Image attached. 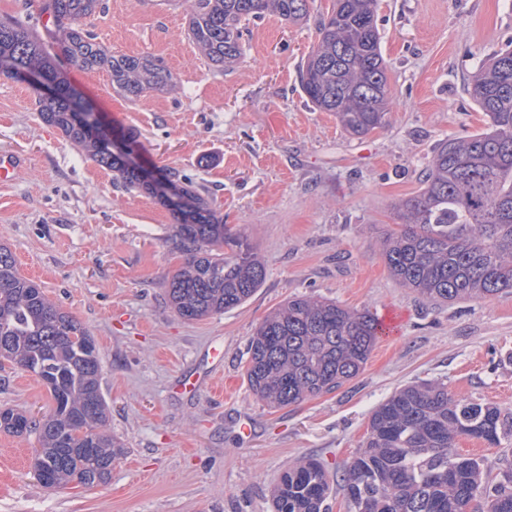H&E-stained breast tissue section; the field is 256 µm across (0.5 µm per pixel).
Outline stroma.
<instances>
[{"label":"stroma","mask_w":512,"mask_h":512,"mask_svg":"<svg viewBox=\"0 0 512 512\" xmlns=\"http://www.w3.org/2000/svg\"><path fill=\"white\" fill-rule=\"evenodd\" d=\"M331 4L313 0L298 24L273 14L250 21L239 64L224 72L192 43L187 0H102L83 21L112 52L163 60L176 89L132 101L103 71L70 66L67 80L112 130L135 133L144 164L208 198L266 267L247 302L199 321L166 297L181 263L170 211L85 157L40 119L31 86L0 74V153L26 159L0 182V244L95 338L107 429L124 446L107 483L51 490L34 476L35 436L0 432V512H274L288 466L314 457L342 470L396 389L439 381L512 413V293L433 305L399 286L381 253L398 228L393 203L420 191L439 143L484 128L467 81L512 45V0H379L394 108L364 137L314 109L299 83ZM301 295L396 325L342 388L273 409L249 389L247 348L269 312ZM190 377L230 381L232 392L178 391ZM51 406L35 376L0 358V409L38 418ZM457 449L482 459L492 482L512 464V439H462Z\"/></svg>","instance_id":"35a3bbf8"}]
</instances>
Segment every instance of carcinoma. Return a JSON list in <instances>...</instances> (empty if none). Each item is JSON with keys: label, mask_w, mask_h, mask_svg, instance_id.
I'll list each match as a JSON object with an SVG mask.
<instances>
[{"label": "carcinoma", "mask_w": 512, "mask_h": 512, "mask_svg": "<svg viewBox=\"0 0 512 512\" xmlns=\"http://www.w3.org/2000/svg\"><path fill=\"white\" fill-rule=\"evenodd\" d=\"M189 35L218 70L242 55L243 23L274 13L296 22L311 0H188ZM102 0H46L51 24L40 35L18 20H0V73L33 69L53 85L39 97V116L99 166L118 173L128 189L153 191L136 170L108 149L112 132L94 135L75 122L87 102L63 80L64 64L103 70L112 88L136 100L175 87L169 68L148 56L116 55L80 21ZM377 0H333L319 38L299 68L302 91L322 112H332L355 136L386 124L390 95ZM467 91L487 117L486 127L443 140L429 160L420 192L394 205L400 229L382 253L404 288L433 303L491 300L512 292V49L481 61ZM167 208L176 220L169 238L182 262L167 282L169 303L192 321L234 309L265 280V267L241 232L224 225L210 203L191 188ZM380 331L369 311L299 296L267 315L248 347L245 376L257 399L282 408L330 394L355 378ZM0 357L35 376L49 390L51 412L36 421L0 410V430L32 432L40 444L39 482L62 489L74 480L89 488L105 483L122 455L104 431L107 403L93 336L22 277L13 253L0 246ZM462 438L491 445L512 438V416L488 403L458 398L441 382L404 387L372 412L363 446L331 480L314 459L288 467L273 491L275 512H330L337 490L351 512H512V467L497 483L484 480L481 460L458 453Z\"/></svg>", "instance_id": "1"}]
</instances>
